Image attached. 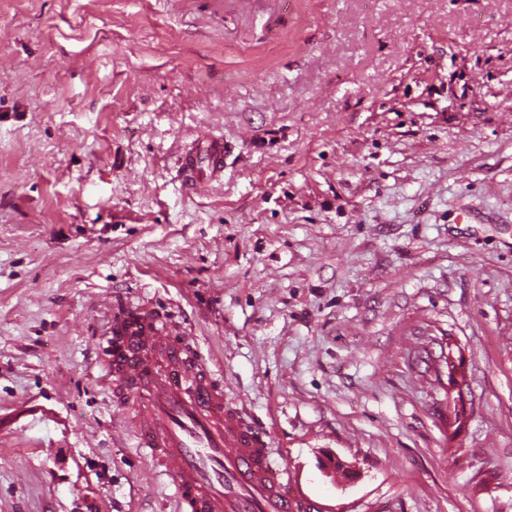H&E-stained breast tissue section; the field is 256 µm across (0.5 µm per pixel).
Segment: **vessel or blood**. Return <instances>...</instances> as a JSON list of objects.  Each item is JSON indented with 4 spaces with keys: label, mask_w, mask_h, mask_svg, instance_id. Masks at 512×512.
I'll list each match as a JSON object with an SVG mask.
<instances>
[{
    "label": "vessel or blood",
    "mask_w": 512,
    "mask_h": 512,
    "mask_svg": "<svg viewBox=\"0 0 512 512\" xmlns=\"http://www.w3.org/2000/svg\"><path fill=\"white\" fill-rule=\"evenodd\" d=\"M223 137L180 158L186 187L224 175ZM103 378L123 424L175 489L177 512H319L267 453V433L224 401L198 339L150 304L105 305Z\"/></svg>",
    "instance_id": "vessel-or-blood-1"
}]
</instances>
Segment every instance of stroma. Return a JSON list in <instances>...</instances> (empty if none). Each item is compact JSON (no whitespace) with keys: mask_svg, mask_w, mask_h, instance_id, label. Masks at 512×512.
Masks as SVG:
<instances>
[{"mask_svg":"<svg viewBox=\"0 0 512 512\" xmlns=\"http://www.w3.org/2000/svg\"><path fill=\"white\" fill-rule=\"evenodd\" d=\"M116 300L325 512H512V0H0V512H176L101 382ZM224 137L204 134L180 157L183 182L189 189L206 186L224 176Z\"/></svg>","mask_w":512,"mask_h":512,"instance_id":"35a3bbf8","label":"stroma"}]
</instances>
